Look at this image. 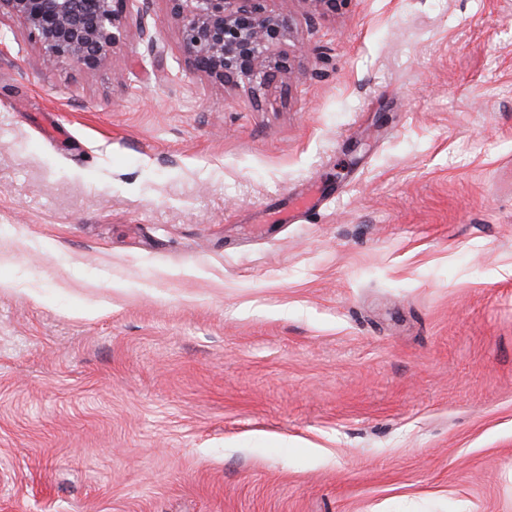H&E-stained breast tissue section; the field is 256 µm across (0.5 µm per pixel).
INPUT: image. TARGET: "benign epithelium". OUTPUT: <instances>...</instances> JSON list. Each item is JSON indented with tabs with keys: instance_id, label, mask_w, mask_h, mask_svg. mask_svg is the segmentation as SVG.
<instances>
[{
	"instance_id": "obj_1",
	"label": "benign epithelium",
	"mask_w": 512,
	"mask_h": 512,
	"mask_svg": "<svg viewBox=\"0 0 512 512\" xmlns=\"http://www.w3.org/2000/svg\"><path fill=\"white\" fill-rule=\"evenodd\" d=\"M126 0H0V13L17 17L55 64L73 59L87 70L106 66L122 42ZM192 69L224 83L245 84L254 97L287 68L274 49L288 36V8L270 0H168Z\"/></svg>"
}]
</instances>
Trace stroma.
<instances>
[{
	"label": "stroma",
	"mask_w": 512,
	"mask_h": 512,
	"mask_svg": "<svg viewBox=\"0 0 512 512\" xmlns=\"http://www.w3.org/2000/svg\"><path fill=\"white\" fill-rule=\"evenodd\" d=\"M287 7L257 102L0 15V512H512V0Z\"/></svg>",
	"instance_id": "obj_1"
}]
</instances>
